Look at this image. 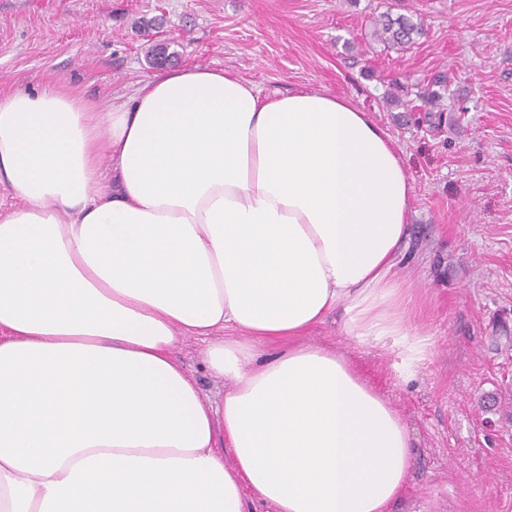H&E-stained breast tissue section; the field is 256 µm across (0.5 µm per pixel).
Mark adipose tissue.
Wrapping results in <instances>:
<instances>
[{
    "label": "adipose tissue",
    "mask_w": 512,
    "mask_h": 512,
    "mask_svg": "<svg viewBox=\"0 0 512 512\" xmlns=\"http://www.w3.org/2000/svg\"><path fill=\"white\" fill-rule=\"evenodd\" d=\"M398 151L348 98L221 68L0 90V512H387L406 419L304 336L407 335ZM175 357L204 394L211 396L228 388V383L223 378H217L209 372L205 363L204 347L194 338H186L181 348L176 351Z\"/></svg>",
    "instance_id": "adipose-tissue-1"
}]
</instances>
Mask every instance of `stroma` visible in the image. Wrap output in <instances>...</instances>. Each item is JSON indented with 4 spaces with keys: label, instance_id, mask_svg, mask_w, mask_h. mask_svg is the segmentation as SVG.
I'll return each mask as SVG.
<instances>
[{
    "label": "stroma",
    "instance_id": "obj_1",
    "mask_svg": "<svg viewBox=\"0 0 512 512\" xmlns=\"http://www.w3.org/2000/svg\"><path fill=\"white\" fill-rule=\"evenodd\" d=\"M386 10L421 21L409 49L373 38ZM161 42L177 66L268 94L352 99L398 142L414 196L405 318L426 357L333 322L306 340L350 357L410 425L389 512H512V0H0V88L63 81L121 101L156 73L147 50ZM439 74L457 106L442 124L385 106L397 82L420 105ZM175 357L204 394L226 390L194 338Z\"/></svg>",
    "mask_w": 512,
    "mask_h": 512
}]
</instances>
